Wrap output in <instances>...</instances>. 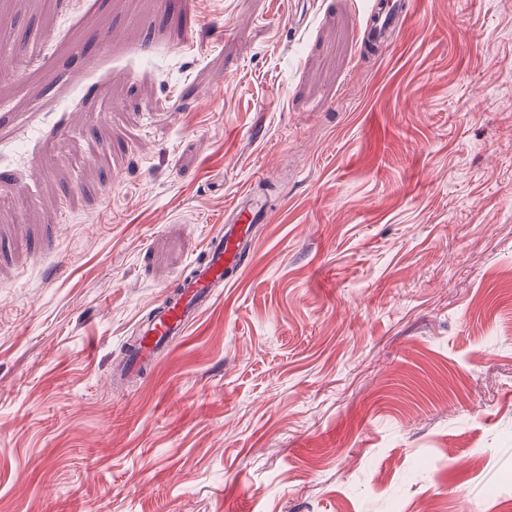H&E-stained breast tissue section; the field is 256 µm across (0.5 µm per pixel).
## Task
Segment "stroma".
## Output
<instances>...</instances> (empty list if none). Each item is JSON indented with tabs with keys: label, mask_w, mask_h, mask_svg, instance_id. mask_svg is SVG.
<instances>
[{
	"label": "stroma",
	"mask_w": 512,
	"mask_h": 512,
	"mask_svg": "<svg viewBox=\"0 0 512 512\" xmlns=\"http://www.w3.org/2000/svg\"><path fill=\"white\" fill-rule=\"evenodd\" d=\"M410 9L0 0V512H512V0ZM365 26L368 34L384 42L396 22L409 13L406 0H365ZM250 190L241 194L227 210L224 234L207 243L206 260L186 278L177 292L159 307L152 321L139 326L131 340L132 354L123 368L135 374L155 359L159 350L172 346L194 323L197 312L208 306L229 286L245 264L242 242L254 224L265 217L262 203L249 200ZM228 222L229 224H225Z\"/></svg>",
	"instance_id": "stroma-1"
}]
</instances>
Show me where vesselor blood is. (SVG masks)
<instances>
[{"label":"vessel or blood","mask_w":512,"mask_h":512,"mask_svg":"<svg viewBox=\"0 0 512 512\" xmlns=\"http://www.w3.org/2000/svg\"><path fill=\"white\" fill-rule=\"evenodd\" d=\"M407 0H365V26L369 35L385 41L396 22L407 17ZM265 216L262 204L241 194L227 211L223 235L207 243L206 260L186 278L177 292L159 307L152 321L139 326L132 339V354L123 368L137 373L155 359L161 348L173 345L194 323L197 312L229 286L245 264L242 243L254 224Z\"/></svg>","instance_id":"obj_1"}]
</instances>
